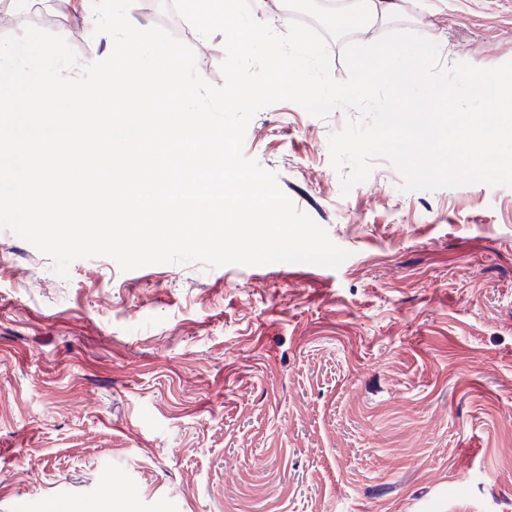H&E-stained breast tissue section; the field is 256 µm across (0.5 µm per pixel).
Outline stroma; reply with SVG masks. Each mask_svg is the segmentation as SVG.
<instances>
[{"label":"stroma","mask_w":512,"mask_h":512,"mask_svg":"<svg viewBox=\"0 0 512 512\" xmlns=\"http://www.w3.org/2000/svg\"><path fill=\"white\" fill-rule=\"evenodd\" d=\"M82 62L104 41L43 7ZM441 67L512 61V0H412L377 28ZM356 111H258L243 151L348 251L338 267L79 259L0 230V512H512V187L342 193Z\"/></svg>","instance_id":"35a3bbf8"}]
</instances>
